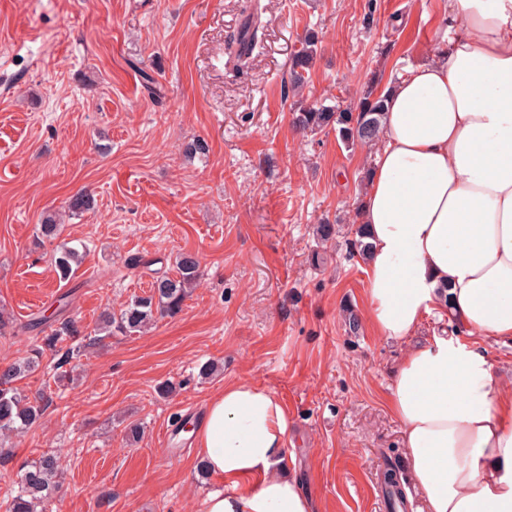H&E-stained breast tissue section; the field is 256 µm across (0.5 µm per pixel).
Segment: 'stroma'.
<instances>
[{
    "mask_svg": "<svg viewBox=\"0 0 512 512\" xmlns=\"http://www.w3.org/2000/svg\"><path fill=\"white\" fill-rule=\"evenodd\" d=\"M259 3L261 47L236 70L224 49L250 0H0V311L16 327L0 336V368L61 294L89 331L105 307L174 272L179 253H197L202 271L177 316L86 346L66 389L45 352L21 385L50 406L0 447V497L21 463L61 448L62 497L49 512H198L218 482L201 475L196 447L164 446L163 430L247 378L286 406V463L316 512H388L381 476L405 458L386 395L406 346L365 321L355 336L345 327L346 308L364 312L350 241L374 156L296 130L292 106H354L372 78L390 82L428 57L441 0ZM309 31L317 56L296 92L288 64ZM196 138L208 154L186 157ZM84 189L94 207L61 238L86 255L64 285L53 243L33 241L43 215ZM325 218L338 233L321 250L313 229ZM131 257L141 265L127 267ZM207 362L216 371L205 378Z\"/></svg>",
    "mask_w": 512,
    "mask_h": 512,
    "instance_id": "35a3bbf8",
    "label": "stroma"
}]
</instances>
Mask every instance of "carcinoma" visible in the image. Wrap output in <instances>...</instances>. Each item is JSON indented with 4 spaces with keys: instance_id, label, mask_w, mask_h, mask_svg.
Returning a JSON list of instances; mask_svg holds the SVG:
<instances>
[{
    "instance_id": "obj_1",
    "label": "carcinoma",
    "mask_w": 512,
    "mask_h": 512,
    "mask_svg": "<svg viewBox=\"0 0 512 512\" xmlns=\"http://www.w3.org/2000/svg\"><path fill=\"white\" fill-rule=\"evenodd\" d=\"M259 24L251 14L244 20L234 43L236 55L243 59L249 57L259 46ZM301 48L291 58L290 78L292 87L304 83V73L313 61L316 53V39L311 33L301 40ZM385 107L381 93L374 84L362 91L356 108L340 109L325 105L300 106L294 113L296 128L312 133L333 130L338 139L347 147L360 145L370 147L376 144L384 127ZM92 198L86 192L73 195L67 204L68 213L78 216L91 209ZM60 224L55 214H47L41 222L43 237L58 238ZM84 253L63 241L57 244L53 254L54 271L58 280H70L74 268L82 263ZM201 261L191 252L180 254L176 263V274L163 273L153 278L150 294L134 297L119 312L104 309L93 332L84 333L71 319L58 322L51 333L42 338V343L58 352L56 372L53 378L59 382L69 377L65 366L80 356L82 344L76 337L85 336L91 342L102 340L104 336L132 335L139 333L161 317L178 315L196 287L200 277ZM41 350L31 349V353L0 371V440L26 432L36 425L44 415L48 402L30 397L17 382L39 370ZM17 489L9 490L0 503L5 512H34L37 504L52 500L61 487L60 453L46 451L38 458L26 462L19 470Z\"/></svg>"
}]
</instances>
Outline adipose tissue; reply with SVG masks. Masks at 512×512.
I'll return each instance as SVG.
<instances>
[{
	"label": "adipose tissue",
	"mask_w": 512,
	"mask_h": 512,
	"mask_svg": "<svg viewBox=\"0 0 512 512\" xmlns=\"http://www.w3.org/2000/svg\"><path fill=\"white\" fill-rule=\"evenodd\" d=\"M430 56L382 92L358 221L366 318L407 343L387 403L419 512H512V400L466 337L512 339V0H444ZM454 337H414L425 317ZM286 407L252 380L207 405L202 512H314L283 461Z\"/></svg>",
	"instance_id": "ef3b65f1"
}]
</instances>
